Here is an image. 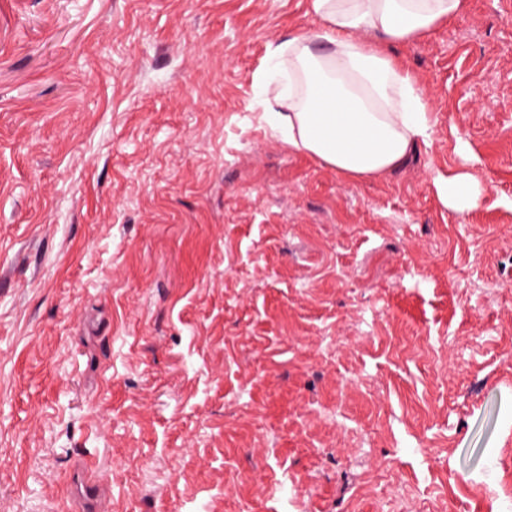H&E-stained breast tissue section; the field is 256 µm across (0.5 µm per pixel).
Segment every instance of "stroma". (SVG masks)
Masks as SVG:
<instances>
[{
	"instance_id": "1",
	"label": "stroma",
	"mask_w": 512,
	"mask_h": 512,
	"mask_svg": "<svg viewBox=\"0 0 512 512\" xmlns=\"http://www.w3.org/2000/svg\"><path fill=\"white\" fill-rule=\"evenodd\" d=\"M314 26L0 0V512H504L512 0L393 46L438 123L381 180L266 121L269 43ZM434 184L440 201L448 209L460 214L475 207L489 191L488 184L465 168L448 172V177L439 176Z\"/></svg>"
}]
</instances>
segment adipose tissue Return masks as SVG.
Segmentation results:
<instances>
[{
	"instance_id": "1",
	"label": "adipose tissue",
	"mask_w": 512,
	"mask_h": 512,
	"mask_svg": "<svg viewBox=\"0 0 512 512\" xmlns=\"http://www.w3.org/2000/svg\"><path fill=\"white\" fill-rule=\"evenodd\" d=\"M462 0H310L314 29L270 43L268 61L287 83L265 84L290 147L350 180L377 179L429 145L435 121L417 79L392 45L422 39L456 16ZM437 196L465 213L488 184L460 168L438 177Z\"/></svg>"
}]
</instances>
